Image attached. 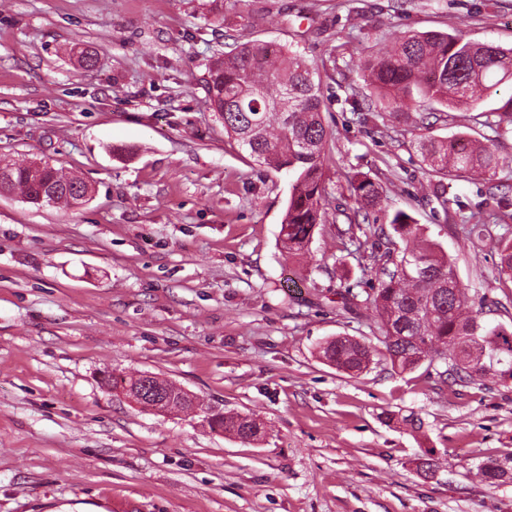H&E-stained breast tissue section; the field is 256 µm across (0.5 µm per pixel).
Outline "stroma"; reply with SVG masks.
I'll use <instances>...</instances> for the list:
<instances>
[{
	"mask_svg": "<svg viewBox=\"0 0 512 512\" xmlns=\"http://www.w3.org/2000/svg\"><path fill=\"white\" fill-rule=\"evenodd\" d=\"M431 30L510 48L512 0H0V156L51 159L93 188L64 209L0 195V512H512V481L476 475L512 453V380L393 370L372 308L343 299L375 271L337 230L360 238L403 210L454 261L469 306L501 302L493 321L512 323L495 250L512 238V167L445 179L438 201L421 192L417 143L452 138L456 119L362 121L349 103L371 93L368 56ZM242 31L293 44L326 104V222L290 259V177L227 138L205 98L210 61ZM359 171L382 197L352 225L335 210L353 208ZM491 185L508 205L474 241L462 222L485 213ZM339 335L373 346L361 376L320 359ZM114 371L174 383L264 435L142 410L106 384ZM428 449L438 469L424 477Z\"/></svg>",
	"mask_w": 512,
	"mask_h": 512,
	"instance_id": "stroma-1",
	"label": "stroma"
}]
</instances>
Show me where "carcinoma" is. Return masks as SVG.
I'll use <instances>...</instances> for the list:
<instances>
[{
  "label": "carcinoma",
  "mask_w": 512,
  "mask_h": 512,
  "mask_svg": "<svg viewBox=\"0 0 512 512\" xmlns=\"http://www.w3.org/2000/svg\"><path fill=\"white\" fill-rule=\"evenodd\" d=\"M365 71L377 101L390 115L407 117L413 105L429 107L415 119L424 127L429 118H438L440 107L468 111L487 100L493 89L511 84L512 48L465 42L451 33L411 34L384 54L369 57ZM204 88L209 108L229 137L259 164L292 174L279 242L290 257L305 252L325 223L329 196L321 158L330 132L314 72L288 44L245 39L212 60ZM484 114L495 133H512V96ZM418 150L428 173L439 177L486 174L512 165L511 157L478 146L461 132L449 142L424 137ZM50 190L54 205L77 204L90 194L82 179L47 160L17 164L0 157V192H16L39 207L41 195ZM348 190L361 210L379 204L380 185L368 173L352 175ZM388 224L387 230H370L377 284L365 302L377 314L378 340L391 367L412 372L438 357L446 364L437 372L444 383H469L486 375L503 378L507 368L497 363L501 358L512 363V327L485 322L482 306L466 310L453 261L409 214L398 210ZM399 243L404 244L401 250ZM497 253L500 274L512 281V239H500ZM320 354L353 374L372 363L370 347L347 336L320 345ZM208 422L211 429L243 441L261 434L260 424L247 417L215 411ZM478 474L489 484L512 479V453L482 462Z\"/></svg>",
  "instance_id": "1"
}]
</instances>
